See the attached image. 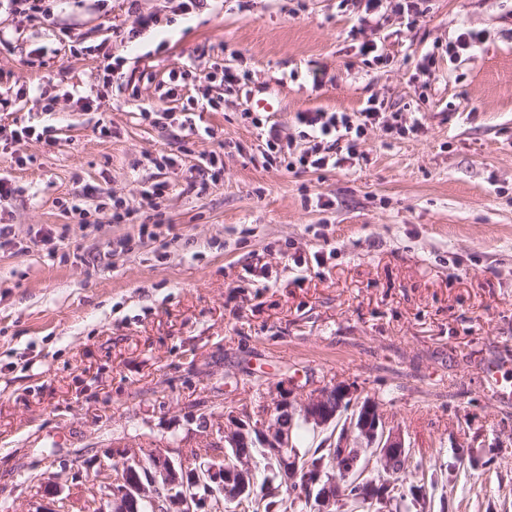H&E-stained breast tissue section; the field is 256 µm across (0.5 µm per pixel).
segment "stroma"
<instances>
[{"instance_id":"35a3bbf8","label":"stroma","mask_w":512,"mask_h":512,"mask_svg":"<svg viewBox=\"0 0 512 512\" xmlns=\"http://www.w3.org/2000/svg\"><path fill=\"white\" fill-rule=\"evenodd\" d=\"M420 7L389 0L378 23L365 0L0 12V512L48 506L36 461L66 512H88L104 449L205 448L225 409L329 381L380 401L433 474L429 512H512V402L483 377L500 360L512 386V0ZM462 28L488 38L449 58ZM225 69L238 81H204ZM370 102L419 130L374 127L335 169L262 165L269 126L302 149L296 113ZM112 194L161 213L153 237L110 223ZM470 445L489 465L459 461Z\"/></svg>"}]
</instances>
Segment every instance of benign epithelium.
Masks as SVG:
<instances>
[{
    "mask_svg": "<svg viewBox=\"0 0 512 512\" xmlns=\"http://www.w3.org/2000/svg\"><path fill=\"white\" fill-rule=\"evenodd\" d=\"M350 402L359 409L351 424L341 431L332 450L336 467L331 471L316 470L312 477L303 480L308 507L312 512H336L342 499L338 474L351 472L361 459V449H373L372 456L365 460L367 470L378 464L386 468L394 461L403 460L407 447L401 433L386 425L381 404L370 397L359 398L346 384L329 382L319 385L306 394L294 390L281 392L272 403L256 410L234 408L224 412V424L218 426L216 443L226 448H239V464L226 469L224 460L215 457L208 463L206 475L214 485L212 495L221 496L226 503H237L253 487L254 469L245 449L254 440L261 447L271 450L288 466L292 477H297L291 460L284 455L291 446L292 431L282 424L287 415H300L301 419L316 428L329 425L336 417L334 407ZM169 448H141L122 450L123 460L119 466L125 470V479L114 482L108 469H99L100 496L107 505H99V512H145L150 507L154 512H201L207 502L193 491L198 481V472L185 468L171 457ZM326 483L336 493L314 495L315 486Z\"/></svg>",
    "mask_w": 512,
    "mask_h": 512,
    "instance_id": "7a95c632",
    "label": "benign epithelium"
}]
</instances>
